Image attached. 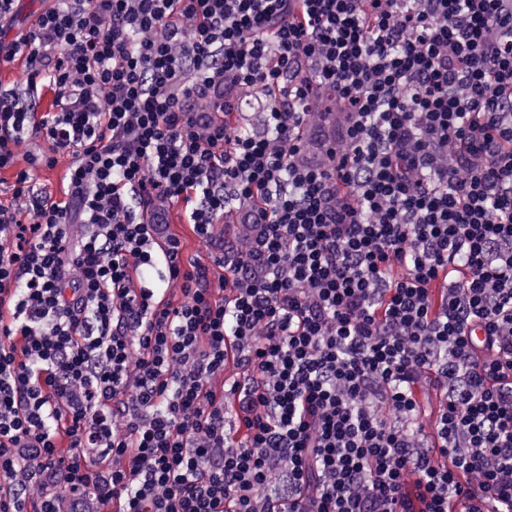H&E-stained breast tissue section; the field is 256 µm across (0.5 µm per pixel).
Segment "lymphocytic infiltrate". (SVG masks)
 <instances>
[{
    "label": "lymphocytic infiltrate",
    "mask_w": 512,
    "mask_h": 512,
    "mask_svg": "<svg viewBox=\"0 0 512 512\" xmlns=\"http://www.w3.org/2000/svg\"><path fill=\"white\" fill-rule=\"evenodd\" d=\"M16 2L0 512H512V0H44L8 40ZM235 89L274 90L277 141L236 134ZM323 91L345 118L312 161ZM62 155L56 200L33 173ZM235 201L219 297L159 206L205 240ZM157 269L179 302L134 284ZM426 381L429 451L402 424Z\"/></svg>",
    "instance_id": "lymphocytic-infiltrate-1"
}]
</instances>
